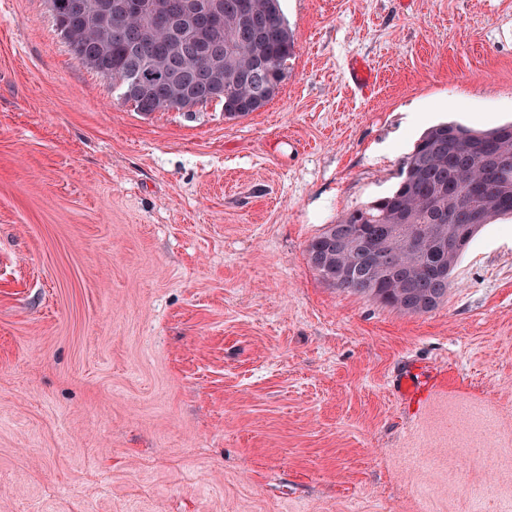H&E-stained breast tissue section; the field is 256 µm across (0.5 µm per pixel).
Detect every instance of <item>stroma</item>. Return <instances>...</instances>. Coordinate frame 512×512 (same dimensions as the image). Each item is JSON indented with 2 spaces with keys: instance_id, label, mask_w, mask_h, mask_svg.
<instances>
[{
  "instance_id": "obj_1",
  "label": "stroma",
  "mask_w": 512,
  "mask_h": 512,
  "mask_svg": "<svg viewBox=\"0 0 512 512\" xmlns=\"http://www.w3.org/2000/svg\"><path fill=\"white\" fill-rule=\"evenodd\" d=\"M281 8L288 75L228 119L135 111L0 0V512H512V219L424 315L306 253L429 126L512 122V0Z\"/></svg>"
}]
</instances>
